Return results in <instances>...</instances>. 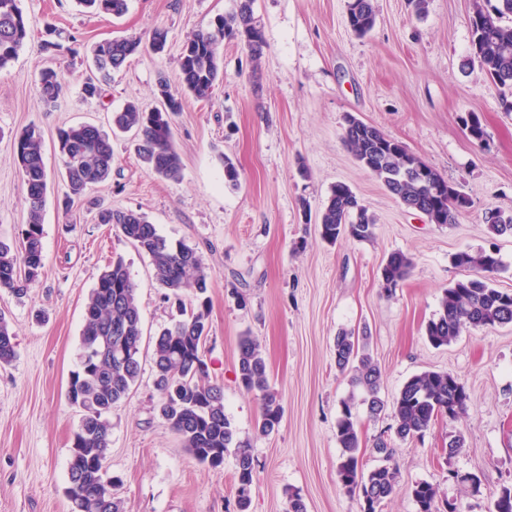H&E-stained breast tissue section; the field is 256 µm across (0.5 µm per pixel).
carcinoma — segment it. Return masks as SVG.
Segmentation results:
<instances>
[{"instance_id":"1","label":"carcinoma","mask_w":512,"mask_h":512,"mask_svg":"<svg viewBox=\"0 0 512 512\" xmlns=\"http://www.w3.org/2000/svg\"><path fill=\"white\" fill-rule=\"evenodd\" d=\"M254 3L255 0H236L234 9L216 17L209 29L187 37L179 61L181 93L201 101L211 97L221 75L226 38L240 42L251 60L262 57L266 42L254 20ZM79 4L117 17L128 8V0H79ZM347 14L349 26L358 36L369 34L376 24L374 0H347ZM469 25L472 49L481 68L512 94V0H476ZM27 36L18 0H0V70L16 58ZM140 46L141 41L133 37L104 40L91 47V56L96 69L109 76L121 69ZM62 89L63 78L57 71L41 72L39 98L43 103L55 102ZM155 96L163 102V108L148 111L129 102L112 113V131L134 133L138 159L159 177L176 179L182 160L174 141L171 114L181 110V101L164 77L157 82ZM344 142L360 166L405 208L424 214L432 224L456 222L462 211L457 200L465 194L430 167L431 184L444 186L439 193L431 192L415 171V165L422 160L400 142L353 115L345 118ZM58 149L68 201L112 177V140L98 127L85 123L60 130ZM13 160L26 188L28 222L19 241L0 240V288L21 295L38 280L44 266L43 209L48 174L42 137L35 127H27L17 135ZM96 217L100 224L113 225L121 237L149 257L156 282L176 301L186 294L195 296L196 308L155 336L153 373L161 394L160 414L199 463L217 468L224 463L226 453H234L235 483L240 487L237 512H249L255 470L252 448L249 442L238 438L224 412L223 389L209 380L204 360L209 334L205 294L211 273L202 254L183 241L168 240L142 213L103 208ZM484 220L491 233L512 236V214L495 209ZM318 224L321 238L330 244L344 235L367 241L375 229L367 206L342 182L332 186L319 211ZM452 261L458 268L478 270L482 275L458 280L444 291L439 312L424 329L427 340L436 347L449 345L465 329L512 324V292L493 287L489 278L501 270L498 253L463 250L455 253ZM412 266L407 254H390L381 268V288L392 292L408 277ZM142 336L136 286L123 258L117 256L100 272L89 293L81 329L79 368L71 374L67 390L69 402L82 412L69 465L70 512H129L112 493L115 480L107 475L105 467L112 431L108 415L114 405L127 397L140 375ZM369 340L365 330H342L335 337L334 354L338 370L350 375L351 384L362 390L361 404L366 414L376 419L385 412L387 401L380 396L381 371L370 352ZM16 347L14 332L0 317L1 366L15 359ZM237 378L245 390L260 393L258 433H273L281 421V405L270 386L261 345L253 336L240 337ZM468 399L464 385L447 372L416 374L392 401L395 435L401 440L421 437L438 419L458 418ZM336 442L342 448L337 465L340 485L347 494L357 497L360 512H379L382 503L394 493L396 470L387 464L390 451L382 439L376 448L384 454V464L369 471L364 469L362 440L350 400L342 402ZM411 494L417 512H441L434 485L417 482ZM490 512H512V487L501 489Z\"/></svg>"}]
</instances>
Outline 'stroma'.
<instances>
[{"mask_svg":"<svg viewBox=\"0 0 512 512\" xmlns=\"http://www.w3.org/2000/svg\"><path fill=\"white\" fill-rule=\"evenodd\" d=\"M347 0H255L254 17L267 46L252 64L236 41L223 50V73L210 101L183 96L173 115L182 160L179 179L151 173L137 159L131 134L112 139V177L63 210L67 191L58 173L59 129L89 123L109 130L112 112L127 103L155 107L159 76L180 84L179 57L187 36L231 12L234 0H128L119 17L91 13L77 0H19L29 37L0 71V239L18 241L28 220L22 176L13 162L16 134L36 127L49 183L44 208V267L26 295L0 289V315L16 333L17 357L0 367V512H70L68 464L80 414L66 396L77 368L88 294L113 256H122L136 285L144 329L141 372L110 416L108 476L131 512H237L235 459L199 463L159 414L153 340L176 317L153 277L152 265L94 207L134 210L171 240L202 252L213 279L205 356L211 381L224 388V411L256 460L250 512H285L300 496L307 512H359L341 488L336 423L352 393L334 362L340 330H367L382 371L381 396L393 400L413 375L448 372L469 401L454 420H437L423 437L399 440L391 414L369 419L357 410L365 469L383 462L385 440L397 466L393 495L381 512H415L412 486L438 489L460 512H490L502 487L512 486V325L466 330L433 346L426 323L444 288L465 278L452 262L461 250H497V288L512 291V237L489 232L487 208L512 213V113L498 86L474 58L469 17L474 0H428L416 15L409 0H375L377 20L365 37L346 23ZM62 30V48L46 51V26ZM168 33L164 52L148 42ZM136 36L142 45L112 75L99 97L84 85L89 48ZM61 72L65 88L50 106L39 101L45 68ZM477 114L483 141H472L463 117ZM378 127L449 182L470 206L456 223H430L407 210L362 168L342 136L347 115ZM232 159L238 187L224 181ZM346 183L376 219L367 242H323L316 222L331 187ZM413 259L393 294L381 288L389 254ZM260 342L282 416L271 435L256 432L259 396L236 377L243 334ZM465 447L444 449L454 436ZM474 475L479 488L458 482Z\"/></svg>","mask_w":512,"mask_h":512,"instance_id":"1","label":"stroma"}]
</instances>
